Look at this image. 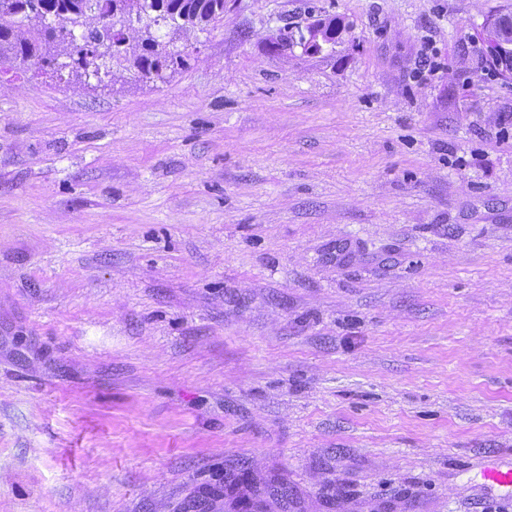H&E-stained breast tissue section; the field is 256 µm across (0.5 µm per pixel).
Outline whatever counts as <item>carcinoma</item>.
<instances>
[{"instance_id":"1","label":"carcinoma","mask_w":512,"mask_h":512,"mask_svg":"<svg viewBox=\"0 0 512 512\" xmlns=\"http://www.w3.org/2000/svg\"><path fill=\"white\" fill-rule=\"evenodd\" d=\"M130 0H0V58L10 59L22 69L41 56L48 46L56 55H65L77 62V47L71 41L66 22L79 12L85 25L82 39L102 37L104 20L121 12ZM148 22L138 29H129L118 37V43L106 44V56L89 60L84 70L97 73L106 59L119 53L143 77H163V73L179 64L178 55L151 37L152 25L163 23L179 29L208 25L224 15V0H137ZM493 57L512 66V26L500 28L492 46Z\"/></svg>"}]
</instances>
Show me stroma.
<instances>
[{
    "mask_svg": "<svg viewBox=\"0 0 512 512\" xmlns=\"http://www.w3.org/2000/svg\"><path fill=\"white\" fill-rule=\"evenodd\" d=\"M503 14L224 0L160 79L0 61V512H512ZM512 46V26L511 24H507L500 28L496 40L493 42L492 46V55L493 58L505 60L509 62L510 68L507 70H512V48H508V46ZM480 477L501 500L512 502V465L488 462L480 469Z\"/></svg>",
    "mask_w": 512,
    "mask_h": 512,
    "instance_id": "stroma-1",
    "label": "stroma"
}]
</instances>
